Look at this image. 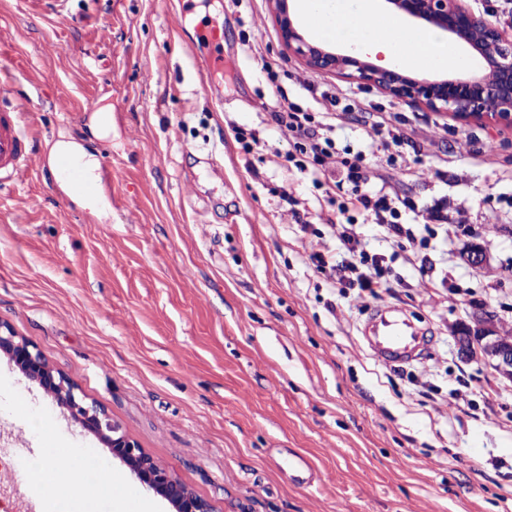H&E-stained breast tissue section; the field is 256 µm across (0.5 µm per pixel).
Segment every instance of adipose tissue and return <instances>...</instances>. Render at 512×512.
Wrapping results in <instances>:
<instances>
[{"label":"adipose tissue","instance_id":"ef3b65f1","mask_svg":"<svg viewBox=\"0 0 512 512\" xmlns=\"http://www.w3.org/2000/svg\"><path fill=\"white\" fill-rule=\"evenodd\" d=\"M299 9L304 17H323V24L313 29L318 40L380 58L385 66L397 60L408 68L419 67V60L406 48L410 40L427 46L429 68L452 71L465 64L460 48L446 33L434 29L410 32L404 18L387 12L378 0H299ZM62 156L71 161L85 182L97 183L98 154L63 132L49 144L50 159ZM34 473L38 482L50 485L51 489L85 499L109 497L117 512H126L125 481L120 474L101 475L91 483H75L72 460L62 450L47 457Z\"/></svg>","mask_w":512,"mask_h":512}]
</instances>
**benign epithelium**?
I'll use <instances>...</instances> for the list:
<instances>
[{
  "mask_svg": "<svg viewBox=\"0 0 512 512\" xmlns=\"http://www.w3.org/2000/svg\"><path fill=\"white\" fill-rule=\"evenodd\" d=\"M400 14L435 26L458 43L471 47L483 61V69L441 79H418L397 67L376 66L357 55L330 52L304 38L289 12L287 0H275L281 38L293 55L317 73H336L360 85L373 87L398 99L422 105L430 112H446L461 121H484L512 127V37L464 0H385ZM465 261L473 267L487 264L479 243L471 244ZM486 339L487 361L499 372L512 374V340L491 330ZM0 352L19 372L37 383L66 409L88 432L98 436L112 457L124 464L143 488L165 500L172 512H213V507L184 485L165 466L157 463L133 440L123 426L95 402H86L77 386L51 366L28 341L0 323Z\"/></svg>",
  "mask_w": 512,
  "mask_h": 512,
  "instance_id": "benign-epithelium-1",
  "label": "benign epithelium"
}]
</instances>
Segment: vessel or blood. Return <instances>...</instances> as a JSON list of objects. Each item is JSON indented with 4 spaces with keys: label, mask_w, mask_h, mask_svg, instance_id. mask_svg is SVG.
Listing matches in <instances>:
<instances>
[{
    "label": "vessel or blood",
    "mask_w": 512,
    "mask_h": 512,
    "mask_svg": "<svg viewBox=\"0 0 512 512\" xmlns=\"http://www.w3.org/2000/svg\"><path fill=\"white\" fill-rule=\"evenodd\" d=\"M199 33L205 36L211 48L205 63L206 71L221 69L224 65L221 29L205 25ZM22 116L23 111L19 108L0 109V176L15 177L43 164L41 157L33 152ZM362 338L374 357L386 365L417 360L426 347L422 328L404 309L396 306L375 308L363 326Z\"/></svg>",
    "instance_id": "1"
}]
</instances>
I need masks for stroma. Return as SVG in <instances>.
Wrapping results in <instances>:
<instances>
[{
    "mask_svg": "<svg viewBox=\"0 0 512 512\" xmlns=\"http://www.w3.org/2000/svg\"><path fill=\"white\" fill-rule=\"evenodd\" d=\"M69 3L56 18L0 0V65L15 79L0 108L41 99L24 117L36 152L61 131L94 144L112 216L98 221L45 168L0 180V323L215 512H512V378L461 357L454 339L481 307L512 330V130L312 71L284 46L272 0ZM204 21L224 32L211 93ZM327 92L392 114L404 143L381 148L350 117L332 137L339 156L382 165L406 201L401 222L425 241L399 251L354 214L392 270L391 290L355 307L316 272L298 228L339 249L328 221L348 191L286 161L270 115L321 117ZM91 98L111 107V138L93 140ZM240 130L259 145L244 150ZM473 242L485 268L463 258ZM379 305L420 317L426 357L387 366L370 354L362 320ZM0 422L1 444L15 447L18 429L30 449L7 469L59 448L169 512L3 354ZM294 455L312 485L289 480Z\"/></svg>",
    "mask_w": 512,
    "mask_h": 512,
    "instance_id": "stroma-1",
    "label": "stroma"
}]
</instances>
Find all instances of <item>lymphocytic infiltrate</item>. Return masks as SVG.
Listing matches in <instances>:
<instances>
[{
    "instance_id": "f902f5d3",
    "label": "lymphocytic infiltrate",
    "mask_w": 512,
    "mask_h": 512,
    "mask_svg": "<svg viewBox=\"0 0 512 512\" xmlns=\"http://www.w3.org/2000/svg\"><path fill=\"white\" fill-rule=\"evenodd\" d=\"M273 119L289 145L287 160L292 161L300 156L317 165L339 160L351 186L349 201L338 205L337 219L330 224L344 253L338 258L324 247L313 251L310 259L316 271L323 274L332 287L345 291L346 300L352 306L359 303V291L363 290L375 296L379 291L390 290L391 283L383 275L384 255L361 247L354 224L347 221L345 215L352 207L364 211L379 226L384 227L397 248H405L407 243L412 242L413 232L398 223L399 211L395 198L385 190L374 189L376 175L361 160L337 158L333 141L328 136L332 129L331 124H314L309 113L297 108L275 112Z\"/></svg>"
}]
</instances>
